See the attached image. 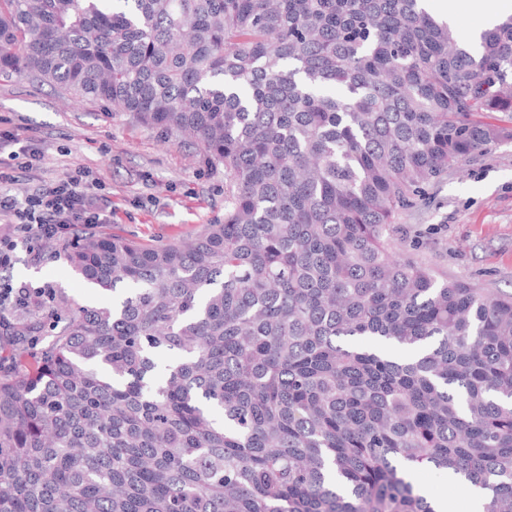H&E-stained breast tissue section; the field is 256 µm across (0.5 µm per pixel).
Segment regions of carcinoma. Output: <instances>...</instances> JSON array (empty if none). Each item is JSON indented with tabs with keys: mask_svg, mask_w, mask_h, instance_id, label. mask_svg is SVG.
Returning a JSON list of instances; mask_svg holds the SVG:
<instances>
[{
	"mask_svg": "<svg viewBox=\"0 0 512 512\" xmlns=\"http://www.w3.org/2000/svg\"><path fill=\"white\" fill-rule=\"evenodd\" d=\"M19 74L194 137L224 223L67 252L116 300L0 370V512H435L421 467L512 512V292L390 248L512 139V16L474 48L426 0H0Z\"/></svg>",
	"mask_w": 512,
	"mask_h": 512,
	"instance_id": "obj_1",
	"label": "carcinoma"
}]
</instances>
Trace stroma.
Returning <instances> with one entry per match:
<instances>
[{
	"label": "stroma",
	"mask_w": 512,
	"mask_h": 512,
	"mask_svg": "<svg viewBox=\"0 0 512 512\" xmlns=\"http://www.w3.org/2000/svg\"><path fill=\"white\" fill-rule=\"evenodd\" d=\"M0 118L7 129L36 135L42 163L10 185L23 196L71 169L89 170L112 207V221L98 233L165 245L224 221V168L211 164L197 144L164 138L132 123L122 112L63 100L48 85L18 75L0 83ZM395 251L435 273L477 288L512 291V140L490 146L432 184L425 196L399 215ZM73 235L35 249L18 243L0 282L52 295L30 315L42 343L52 338L48 312L58 301L99 302L98 292L63 259Z\"/></svg>",
	"instance_id": "obj_1"
}]
</instances>
